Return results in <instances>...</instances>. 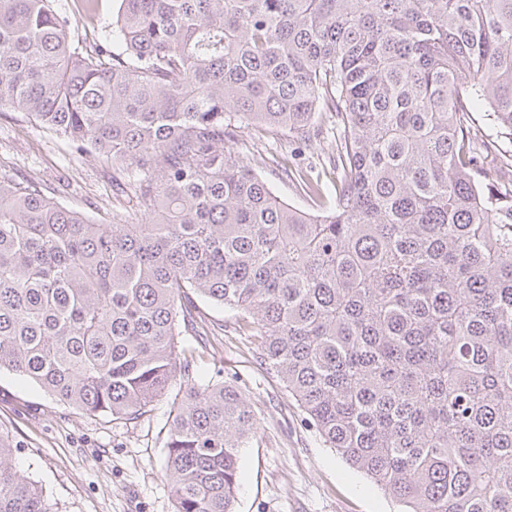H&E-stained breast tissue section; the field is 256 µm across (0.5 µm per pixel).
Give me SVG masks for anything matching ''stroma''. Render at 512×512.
Masks as SVG:
<instances>
[{
  "label": "stroma",
  "mask_w": 512,
  "mask_h": 512,
  "mask_svg": "<svg viewBox=\"0 0 512 512\" xmlns=\"http://www.w3.org/2000/svg\"><path fill=\"white\" fill-rule=\"evenodd\" d=\"M240 150L263 157L258 172L287 203L309 204L283 181L276 157L285 137L242 131ZM0 165L36 181L60 201L111 220L132 209L112 191V167L17 113L0 116ZM199 335L180 337L195 374L231 381L260 421L242 449L234 512H401L402 506L325 445L269 369L239 335L232 312L200 302ZM173 392L133 421L90 416L57 401L16 373L0 372V432L13 443L18 471L45 490L54 512H174L164 478L166 421Z\"/></svg>",
  "instance_id": "obj_1"
}]
</instances>
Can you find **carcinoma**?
I'll use <instances>...</instances> for the list:
<instances>
[{
  "label": "carcinoma",
  "mask_w": 512,
  "mask_h": 512,
  "mask_svg": "<svg viewBox=\"0 0 512 512\" xmlns=\"http://www.w3.org/2000/svg\"><path fill=\"white\" fill-rule=\"evenodd\" d=\"M72 33L0 0V113L112 163L135 216L102 222L0 167V370L131 421L181 377L175 512H233L259 421L198 382L190 293L235 312L324 443L404 512H512V0H116ZM280 133L312 214L234 148ZM0 435V512H52ZM62 4L65 5L67 9V13L71 15L72 21L75 26V36L77 35L81 38H84L87 33V38H91V33L93 32V27H97L103 23L112 22V12L115 11L116 2L113 0H102L100 6L99 15L96 17H88L83 16L78 13V4L75 2L77 0H60Z\"/></svg>",
  "instance_id": "cac0c4a2"
}]
</instances>
